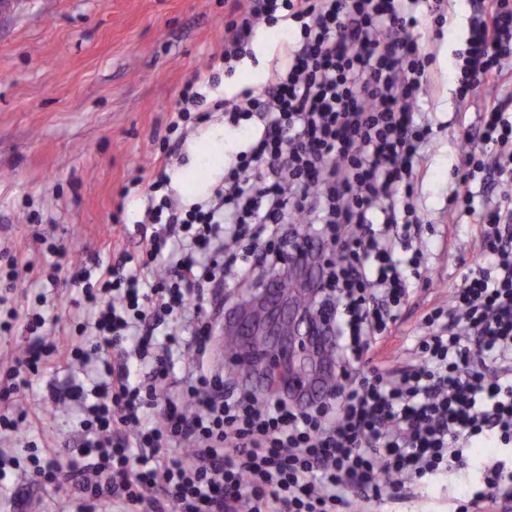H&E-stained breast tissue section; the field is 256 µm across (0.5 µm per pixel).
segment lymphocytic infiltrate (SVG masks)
<instances>
[{
	"mask_svg": "<svg viewBox=\"0 0 512 512\" xmlns=\"http://www.w3.org/2000/svg\"><path fill=\"white\" fill-rule=\"evenodd\" d=\"M443 0H247L224 23L225 72L257 24L292 22L261 89L200 110L185 89L171 129L212 112L243 130L223 181L189 210L149 205L143 253L96 258L71 284L91 344L39 334L0 387V440L36 413L16 398L51 364L79 363L84 451L68 468L32 457L47 485L72 483L77 512H353L463 472L455 512L512 503V115L498 99L458 136L451 219L476 228L480 260L425 314L415 364L390 370L366 353L388 335L427 251L412 203L433 127L419 116L433 52L417 28L443 22ZM456 94L512 79V0H473ZM506 188L477 199L476 178ZM301 223L305 233L292 230ZM160 270L148 274L150 264ZM316 269V331L330 338L332 382L302 405L237 387L204 362L224 276L261 288ZM111 357H104V350ZM192 356L184 387L161 389Z\"/></svg>",
	"mask_w": 512,
	"mask_h": 512,
	"instance_id": "lymphocytic-infiltrate-1",
	"label": "lymphocytic infiltrate"
}]
</instances>
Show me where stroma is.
I'll return each instance as SVG.
<instances>
[{"label":"stroma","mask_w":512,"mask_h":512,"mask_svg":"<svg viewBox=\"0 0 512 512\" xmlns=\"http://www.w3.org/2000/svg\"><path fill=\"white\" fill-rule=\"evenodd\" d=\"M231 7L232 0H14L0 12V247L31 261L28 278L43 281L50 272L37 235L77 261L96 252H135L142 239V197L159 174H182L185 186L173 196L187 204L223 179L220 168L202 180L188 169L204 155L212 133H223L225 150L236 145L238 133L225 125L223 114L189 128L171 159H164L162 143L184 87L223 52ZM470 12L467 0H450V34L435 42V93L424 105L434 141L418 189L429 285L403 308L400 335L375 351L395 368L412 360L402 347L405 337L431 308L446 303L449 286L479 258L475 227L448 222L460 126L474 124L480 99L493 94L484 88L477 99L463 102L454 93L449 72ZM284 37L281 26L258 25L251 57L235 74L217 71L201 92L215 100L261 87ZM81 381L65 367L35 377L34 396L47 412L0 450L10 459L0 484V512H72V484L46 487L24 470L32 442L34 453L61 468L80 457L78 404L71 393ZM460 480L452 473L418 498L372 503L367 510L452 512Z\"/></svg>","instance_id":"stroma-1"}]
</instances>
